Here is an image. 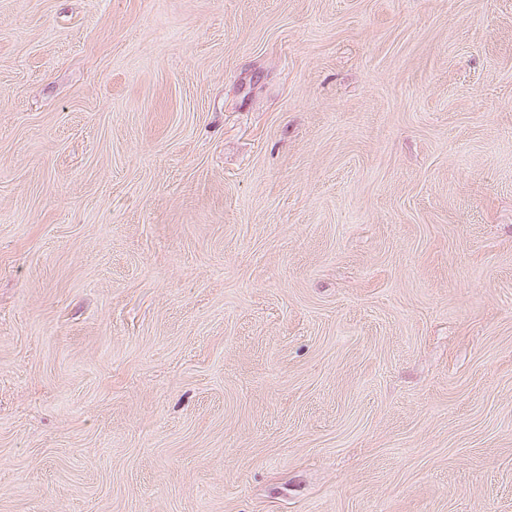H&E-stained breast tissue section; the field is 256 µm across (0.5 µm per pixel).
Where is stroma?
I'll use <instances>...</instances> for the list:
<instances>
[{
    "instance_id": "1",
    "label": "stroma",
    "mask_w": 512,
    "mask_h": 512,
    "mask_svg": "<svg viewBox=\"0 0 512 512\" xmlns=\"http://www.w3.org/2000/svg\"><path fill=\"white\" fill-rule=\"evenodd\" d=\"M0 512H512V0H0Z\"/></svg>"
}]
</instances>
